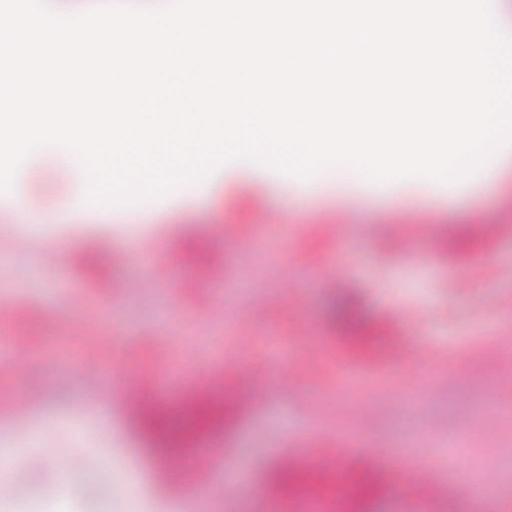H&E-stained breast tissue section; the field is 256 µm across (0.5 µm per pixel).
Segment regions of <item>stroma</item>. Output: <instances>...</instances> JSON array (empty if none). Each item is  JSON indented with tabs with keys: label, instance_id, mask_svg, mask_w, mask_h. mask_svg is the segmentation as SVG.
<instances>
[{
	"label": "stroma",
	"instance_id": "35a3bbf8",
	"mask_svg": "<svg viewBox=\"0 0 512 512\" xmlns=\"http://www.w3.org/2000/svg\"><path fill=\"white\" fill-rule=\"evenodd\" d=\"M67 177L51 167L14 187L28 202L17 234L55 252L57 265L0 250V295L12 300L0 314V339L22 355L18 369L0 355V457L13 456L19 438L30 453L60 451L18 486L33 512H73L78 501L83 512H169L178 500L191 512H304L308 498L330 495L367 459L385 487L364 501L366 512H512V391L500 387L512 376V278L502 275L512 267V234L491 232L512 225V162L464 192L406 179L388 196L362 174L327 169L313 177L314 192L298 194L289 179L242 160L211 178L209 195L189 185L153 205L125 207L89 203ZM246 177L263 185L261 206L229 201ZM262 210L281 223H257ZM228 225L240 239L226 238ZM459 225L477 230L462 254L440 237ZM191 238L223 261V286L186 251ZM91 240L122 257L107 280L72 265ZM340 287L358 290L367 318L393 326L377 356L357 361L368 382L360 397L346 395L336 370L347 353L329 321ZM63 322L69 330H60ZM411 337L426 360L408 371L389 353ZM90 352L101 364L93 386L83 378ZM255 360L265 362L264 376H246ZM287 363L311 378L303 393L278 386ZM122 369L142 378L185 373V389L158 403L175 417L201 398H261L239 408L232 430L201 429L216 461L203 480L192 457L157 456L132 430L115 378ZM451 375L455 387L439 389ZM382 384L416 392L417 403L387 407ZM30 388L41 399L17 408ZM351 439L359 453L337 457ZM409 453L443 485L421 507L393 468ZM286 454L318 477L293 499L267 485ZM174 462L183 470L178 482L169 476ZM477 463L493 487L506 489L503 506L467 497L453 479L455 469Z\"/></svg>",
	"mask_w": 512,
	"mask_h": 512
}]
</instances>
